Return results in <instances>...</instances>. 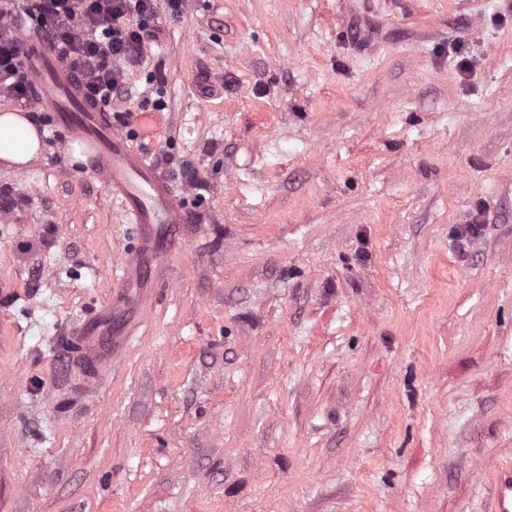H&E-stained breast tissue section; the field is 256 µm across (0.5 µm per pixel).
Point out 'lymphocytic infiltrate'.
<instances>
[{"instance_id":"lymphocytic-infiltrate-1","label":"lymphocytic infiltrate","mask_w":512,"mask_h":512,"mask_svg":"<svg viewBox=\"0 0 512 512\" xmlns=\"http://www.w3.org/2000/svg\"><path fill=\"white\" fill-rule=\"evenodd\" d=\"M24 10L61 49L86 89L104 107L125 91V65L142 58L147 23L156 0H23ZM26 49L9 28H0V91L28 103L19 66Z\"/></svg>"}]
</instances>
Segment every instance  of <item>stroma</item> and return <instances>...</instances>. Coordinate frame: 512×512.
<instances>
[{"label": "stroma", "mask_w": 512, "mask_h": 512, "mask_svg": "<svg viewBox=\"0 0 512 512\" xmlns=\"http://www.w3.org/2000/svg\"><path fill=\"white\" fill-rule=\"evenodd\" d=\"M113 112L196 221L104 385L133 225L0 165V512H493L512 466V0H184ZM467 69H460V59ZM478 223L477 235H466ZM495 512L512 511V466L502 467L492 480Z\"/></svg>", "instance_id": "35a3bbf8"}]
</instances>
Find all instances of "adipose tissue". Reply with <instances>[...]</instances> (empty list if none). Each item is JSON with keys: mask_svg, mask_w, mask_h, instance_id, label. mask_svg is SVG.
I'll list each match as a JSON object with an SVG mask.
<instances>
[{"mask_svg": "<svg viewBox=\"0 0 512 512\" xmlns=\"http://www.w3.org/2000/svg\"><path fill=\"white\" fill-rule=\"evenodd\" d=\"M44 143L37 127L20 110L0 112V160L23 169L42 157Z\"/></svg>", "mask_w": 512, "mask_h": 512, "instance_id": "obj_1", "label": "adipose tissue"}]
</instances>
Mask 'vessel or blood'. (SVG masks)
I'll use <instances>...</instances> for the list:
<instances>
[{
	"mask_svg": "<svg viewBox=\"0 0 512 512\" xmlns=\"http://www.w3.org/2000/svg\"><path fill=\"white\" fill-rule=\"evenodd\" d=\"M8 24L27 46L21 70L31 105L54 112L56 125L79 141L88 168L99 174L107 192L137 226L138 245L123 266L121 290L106 307L88 316L70 339L83 360L101 371L111 366L134 334L124 318L127 307L147 304L146 263L166 255L180 225L193 223L194 216L177 199L172 178L147 149L130 145L128 136L113 124L111 113L88 95L80 78L49 44L44 30L27 23L19 11L9 16ZM492 492L494 512H512L511 465L494 475Z\"/></svg>",
	"mask_w": 512,
	"mask_h": 512,
	"instance_id": "vessel-or-blood-1",
	"label": "vessel or blood"
}]
</instances>
